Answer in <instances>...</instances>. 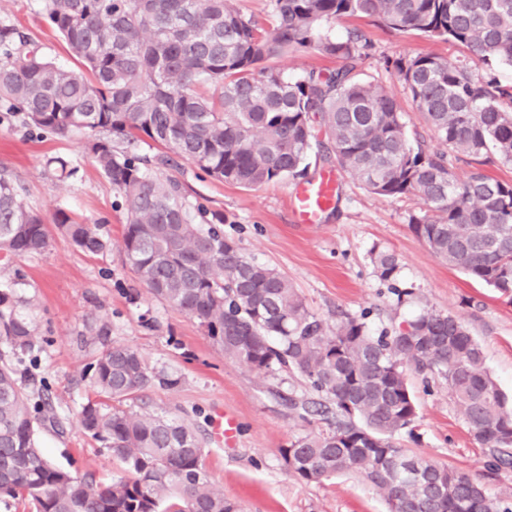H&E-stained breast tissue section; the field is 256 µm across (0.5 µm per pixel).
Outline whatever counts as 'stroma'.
<instances>
[{
  "label": "stroma",
  "mask_w": 512,
  "mask_h": 512,
  "mask_svg": "<svg viewBox=\"0 0 512 512\" xmlns=\"http://www.w3.org/2000/svg\"><path fill=\"white\" fill-rule=\"evenodd\" d=\"M39 10V0H0V19L40 41L56 62L78 69ZM331 28L337 36L358 31L370 41L361 79L386 86L401 105L410 138L424 140L433 151L440 149V141L403 85L386 72L384 58L431 54L451 62L465 60L476 73L512 85V67L485 63L454 42L399 33L366 16L342 17ZM51 156L70 159L78 168L76 175L60 179L49 173L45 161ZM1 170L21 187L34 210L48 215L61 208L103 220L113 243L104 254L89 256L56 234L41 256L0 258V285L10 289L18 311L38 327L29 386L47 389L63 421L64 434L39 433L53 463L98 481L124 476L123 466L103 444L83 434L78 413L93 395L88 367L95 356L107 347L131 346L155 372L178 380L171 388L145 390L132 401V409L162 412L189 425L205 442V464L214 487L238 502L243 512H387L384 499L357 475L306 484L288 473L280 448L325 428L319 417L300 419L284 400L288 394L306 393L304 379L285 370H250L225 355L197 320L152 298L124 264V215L114 209L112 186L81 136L36 139L20 127L1 123ZM155 173L179 180L189 199L221 211L225 236L256 262L287 275L308 308L329 324L365 312L372 330H392L427 309L460 318L482 345L499 387L512 395V299L448 266L412 233L408 219L422 208L416 197L370 193L345 173L336 205L322 223L299 224L290 208L293 181L247 189L183 161L158 167ZM379 251L397 256L395 283L378 278L372 256ZM400 289L407 290V297L397 298ZM103 321L109 324L108 335H87V327ZM408 380L418 417L413 433L401 434L400 444L410 454L478 476L493 495L512 497V469H488V457L470 435L447 382L414 372ZM222 415L237 425L228 443L215 434Z\"/></svg>",
  "instance_id": "obj_1"
}]
</instances>
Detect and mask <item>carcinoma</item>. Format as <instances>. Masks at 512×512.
Masks as SVG:
<instances>
[{"mask_svg":"<svg viewBox=\"0 0 512 512\" xmlns=\"http://www.w3.org/2000/svg\"><path fill=\"white\" fill-rule=\"evenodd\" d=\"M268 27L235 0H41L43 22L80 64L70 70L17 27L0 23V119L44 136L81 134L120 197L125 262L149 294L193 318L225 354L266 373L299 374L318 399L290 395L304 419L330 429L288 442L280 454L299 481L352 472L390 512H512L474 476L411 455L396 442L412 429L414 370L443 378L492 471L512 468V403L485 365L481 345L456 317L425 310L399 329L373 334L365 318L332 327L311 312L288 278L253 261L224 237V215L192 202L180 183L152 168L175 158L243 188L305 178L312 148L370 192L412 195L423 209L412 232L432 253L503 296L512 295V182L454 161L512 162V86L467 63L435 55L399 56L386 69L425 113L448 151L411 143L402 108L385 87L358 78L370 44L330 24L364 15L382 26L453 41L487 63L512 65V0H270ZM313 51L340 59L325 74L290 80L279 67ZM146 137L153 157L133 144ZM60 178L71 162L51 157ZM57 231L88 255L111 248L98 221L59 209L46 217L0 174V251L45 253ZM379 279L397 277L395 254H373ZM37 326L0 289V498L27 512H241L213 487L203 441L177 417L125 408L157 383L130 346L103 350L91 366L97 398L82 406L84 433L103 443L127 475L79 477L44 455L39 428H57L47 399L22 382L19 354Z\"/></svg>","mask_w":512,"mask_h":512,"instance_id":"1","label":"carcinoma"}]
</instances>
